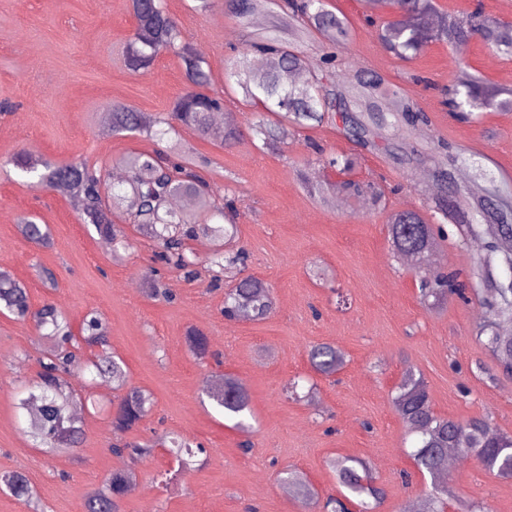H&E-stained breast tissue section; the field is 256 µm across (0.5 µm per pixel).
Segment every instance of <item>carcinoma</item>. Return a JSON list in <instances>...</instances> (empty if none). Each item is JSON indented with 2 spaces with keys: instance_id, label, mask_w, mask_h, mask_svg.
I'll use <instances>...</instances> for the list:
<instances>
[{
  "instance_id": "carcinoma-1",
  "label": "carcinoma",
  "mask_w": 512,
  "mask_h": 512,
  "mask_svg": "<svg viewBox=\"0 0 512 512\" xmlns=\"http://www.w3.org/2000/svg\"><path fill=\"white\" fill-rule=\"evenodd\" d=\"M231 16L242 24L252 17L273 8L288 12L280 20L278 33L259 32L246 43L238 56L225 63V84L234 92L241 91L243 101L258 118L252 123L253 137L261 147L274 150L283 143L290 130L322 123L329 114L336 113L341 122L340 133L368 151L381 149L391 153L394 146L386 144L385 133L403 127H414L426 120L425 113L416 105H405L386 112L379 104L383 85L380 76L360 70L355 82L345 84L337 80L336 54L324 51L315 67H310L308 56L299 47L304 40H321L335 44L349 36L345 19L326 8V0H227ZM387 4L394 16L381 29L385 46L401 58L408 59L430 41L440 39L449 45L463 43L474 36L481 37L493 51L512 55V23L493 21L481 11H474L461 19H437L436 29L427 27L425 18L434 10L432 0H366L369 7ZM136 20L135 29L125 50L127 66L134 72L145 71L162 51H172L181 58L185 76L191 90L172 104L168 118L136 112L123 105L112 106L107 113L108 131L114 135L138 132L150 136L177 133L180 127H190L203 139L225 143L237 137L238 129L231 123L217 127L213 115L224 108V99L204 91L209 85V74L202 68L189 38L167 12L163 0H131ZM266 60V67L255 71L249 56ZM302 69L309 70L306 80L296 83L291 75ZM499 91L489 90L476 76L460 68L448 85L446 104L452 112L472 113L498 104ZM17 169L37 178L47 186L63 184L68 187L73 204L82 213L83 221L91 224L101 236L112 235V244L121 242L119 230L111 227L107 202L120 205L138 229L150 235L158 245L157 257L169 268L182 272L187 278L196 276L193 253L189 241L202 234L217 242L213 263L220 271L243 272L248 265L249 253L243 248L224 249V239L237 232L233 202L227 200L219 207L211 198L207 181L198 175L188 157L172 160L157 151H138L122 158L128 177L119 184L110 182L106 171L95 169L86 162L53 163L18 153L10 159ZM323 164L340 173L348 172L353 160L331 154ZM332 190L346 197L369 196L377 201L380 194L364 182L344 179L332 184ZM186 197L197 204L193 214L171 207L174 197ZM213 213L224 223L199 224L198 215ZM445 214L466 224H483L489 235L486 257H497L511 273L509 280H495L497 299L484 320L481 342L506 367L512 368V336L500 333L501 324L512 322V249L501 245V237L512 235V203L500 199L489 208L488 199L477 203L470 214L448 206ZM388 237L394 254L405 259L411 257L419 239H426L431 249L438 248L447 238L442 224H429L414 210L391 216L387 225ZM20 232L30 243L47 246L50 243L47 226L33 219L23 218ZM423 302L438 308L457 292L454 277L434 274L420 279ZM273 300L267 283L246 276L236 280L224 295V317L230 320L261 321L272 311ZM0 314L19 321L34 322L40 335L57 341V349L40 360L41 371L27 396L18 398V408L26 411L30 400L38 401L35 412L28 414L25 432L37 448L48 452L70 451L82 440V424L72 413L77 396L72 381L84 371L92 380L112 381V389L120 391L112 418L119 431L132 429L151 411L149 394L128 383L126 365L110 349L109 336L99 313L85 317L82 332L74 336L71 325L59 308L47 302L32 310L27 288L9 272L0 271ZM190 351L200 360L206 359L209 346L202 333L192 330L187 335ZM307 358L311 369L330 378L344 366L342 352L331 343H318L310 347ZM207 397L219 408L224 417L235 421L238 428L245 427L244 417L250 411L249 395L236 378L226 375L211 387ZM393 406L402 419L408 434L416 436V446L410 457L417 470L427 473L433 480L432 490L418 501L413 512H446L448 495L443 481L448 471V449L474 457L484 471L498 478H512V436L500 432L489 421L472 418L458 421L435 414L427 385L423 378L408 374L392 398ZM112 454H143L151 451L138 443H115ZM205 449H195L187 443L172 442L169 453L178 462V472L190 467L189 459ZM340 485L345 492L329 496L322 504L323 512H375L384 491L377 486L370 467L355 457L335 461ZM284 484L293 493L310 500L315 496L311 486L298 474L286 473ZM133 486L129 473L112 472L109 487L94 491L86 498V512H120V501ZM0 488L24 500L33 512H40L31 483L21 472L0 475Z\"/></svg>"
}]
</instances>
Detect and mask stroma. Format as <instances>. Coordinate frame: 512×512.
<instances>
[{"label":"stroma","instance_id":"35a3bbf8","mask_svg":"<svg viewBox=\"0 0 512 512\" xmlns=\"http://www.w3.org/2000/svg\"><path fill=\"white\" fill-rule=\"evenodd\" d=\"M329 4L351 31L336 47L341 79L353 80L359 70L382 76L396 100L416 103L427 116L412 130L411 143H442L460 154L452 168L456 184L473 185L480 168L512 195V102L463 122L441 96L457 61L487 86L512 90V57L474 37L453 47L435 40L402 60L386 49L376 27L389 19V9L368 11L363 0ZM164 6L203 60L214 92H223L230 49L271 23L260 14L245 28L220 8L197 10L195 0H164ZM434 6L451 19L479 6L490 18L512 22V0H434ZM135 25L130 0H0V104L12 107L0 114V269L26 286L32 307H60L73 330L89 311L100 312L130 383L153 399L151 412L122 435L112 427L118 393L97 384L96 407L83 410L79 447L41 453L23 431L17 388L36 379L49 346L32 323L0 315V473H25L44 512H84L88 494L131 465L137 479L120 512H320L318 499L341 492L330 460L350 456L370 466L385 492L376 512H410L429 481L415 473L406 453L410 440L392 404L396 387L407 373L421 375L437 415L484 417L512 435V374L478 340L494 294L480 304L453 298L443 308L425 309L412 267L391 251L388 219L410 209L444 224L448 238L435 252L439 269L457 273L470 289L478 285L473 270L484 239L468 225L444 222L438 204L445 192L432 177V160L401 167L348 141L330 121L296 129L280 149L264 151L247 130L250 107L226 94L224 110L240 136L220 145L183 127L179 141L201 160L214 199L235 198L233 245L250 254L247 274L269 285L271 314L260 322L225 319L224 289L211 284L214 244L207 237L191 242L198 275L189 280L163 267L153 241L115 208L111 221L130 247L113 254L111 239L84 223L68 193L38 185L9 160L19 152L53 162L83 160L121 181L120 158L157 149L142 135H112L102 121L116 104L166 113L189 88L182 60L171 51L159 54L147 72L128 69L125 47ZM318 146L351 155L352 177L379 186L384 207L311 196L307 184L335 178L316 162ZM28 215L48 225L49 246L22 236L19 224ZM45 269L53 284L42 279ZM153 269L166 292L161 299L147 295L145 277ZM191 328L209 341L207 362L187 347ZM322 342L343 352V368L330 378L314 377L311 395H293L292 379L311 375L308 348ZM224 373L248 391L250 434L234 429L205 394V379ZM163 436L203 447L190 472L176 475L159 447L135 460L110 451L122 438ZM286 467L314 488L316 501L301 503L278 482ZM449 471L448 512H460L464 503L512 512V479L490 476L466 455Z\"/></svg>","mask_w":512,"mask_h":512}]
</instances>
